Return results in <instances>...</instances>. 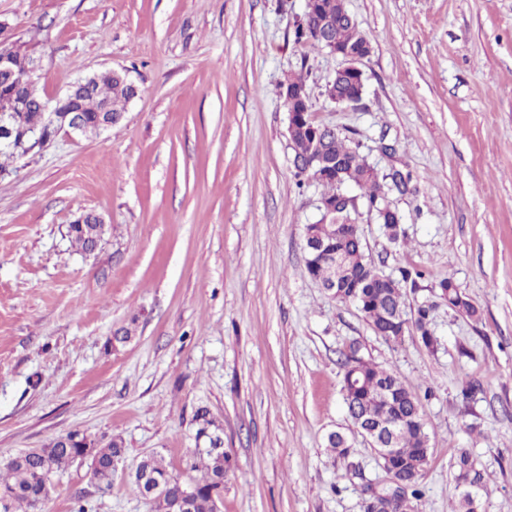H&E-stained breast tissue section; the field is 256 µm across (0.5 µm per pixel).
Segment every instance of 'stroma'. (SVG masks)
Here are the masks:
<instances>
[{
    "label": "stroma",
    "mask_w": 512,
    "mask_h": 512,
    "mask_svg": "<svg viewBox=\"0 0 512 512\" xmlns=\"http://www.w3.org/2000/svg\"><path fill=\"white\" fill-rule=\"evenodd\" d=\"M345 4L372 48L355 108L325 95L340 59L294 41L304 0H0L41 94L107 69L140 91L120 125L57 136L0 176V462L71 431L126 448L110 489L72 464L43 512H150L127 474L155 453L195 479L201 407L230 459L220 512H362L384 473L344 403L354 340L422 403L419 512L456 505L463 450L488 481L482 512H512V0ZM297 74L316 122L412 174L390 196L405 241L361 199L342 221L385 274L421 271L407 307L432 305L434 349L376 336L306 272L324 188L295 177L282 85ZM86 211L106 224L91 254L67 235ZM448 278L478 317L438 303ZM332 431L359 472L327 450Z\"/></svg>",
    "instance_id": "stroma-1"
}]
</instances>
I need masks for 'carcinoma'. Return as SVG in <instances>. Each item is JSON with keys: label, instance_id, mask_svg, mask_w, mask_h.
<instances>
[{"label": "carcinoma", "instance_id": "1", "mask_svg": "<svg viewBox=\"0 0 512 512\" xmlns=\"http://www.w3.org/2000/svg\"><path fill=\"white\" fill-rule=\"evenodd\" d=\"M312 13L333 18V35L339 46L358 49L365 42L356 21L345 8L344 0H315ZM25 95L29 100L27 109L17 112L11 89L0 87V113H9L18 131L42 125V94L32 86L25 91ZM92 95L109 103L113 115L122 116L126 112L129 91L116 79L100 76L92 88ZM321 129L322 125L312 122L309 130L297 131L291 138L295 155L313 157L322 153L343 162L353 177V185L362 191L368 210L377 217L387 239L392 243L399 242L404 232L400 225L393 223V216L385 211L386 206L390 205V201L384 197L387 174H380L378 179L370 175L374 166L363 155L359 140L327 131L323 133ZM392 183L393 191L403 196L410 191L412 175L399 170L395 172ZM95 228L94 224H74L69 229V235L87 252L91 248ZM313 229L326 252L334 254L340 249L348 257V267L339 273L329 260L314 261L311 256H306L305 267L311 279L321 285L337 280L346 286L341 294L336 290L330 292L331 298L355 304L374 333L388 342L401 343L405 333L412 328L425 347L432 348L437 344V338L429 328L433 306L422 304L411 317L406 312V287L416 286L419 272L402 270L398 278L383 273L381 278L370 279L358 288L356 284L365 276V270L372 266L367 260L361 235L345 236L342 226L333 223L315 224ZM438 298L454 311L471 318L478 316V310L463 297L450 279L440 281ZM341 366L349 418L362 421L371 431L388 421L399 426L395 440L396 453L384 463L382 470L405 478L406 489L394 492L388 485L378 487L367 484L365 491L369 492L370 502L367 512H417L414 502L423 496L421 481L430 456V438L419 399L395 372L367 360L355 342L341 353ZM196 422L198 439L208 438L220 429L205 408L198 411ZM327 447L343 459L350 455L347 439L339 432L328 435ZM82 453L83 448L75 443L65 444L54 440L45 448L31 449L7 461L3 465L6 475L0 474V512H41L42 504L53 486V477L75 463ZM124 458V442L118 437L91 449L90 461L94 465L90 471L91 479L106 488L111 487L112 474ZM191 468L202 472L203 476L201 480L189 484L170 472L159 457L150 455L137 463L130 478L137 487L147 478L161 483V490L146 497L151 512H181L183 490L188 485L195 490L193 512H215L224 492V478L230 468L224 449H194ZM455 479L475 483L479 492L486 490L483 473L465 450L457 457Z\"/></svg>", "mask_w": 512, "mask_h": 512}]
</instances>
